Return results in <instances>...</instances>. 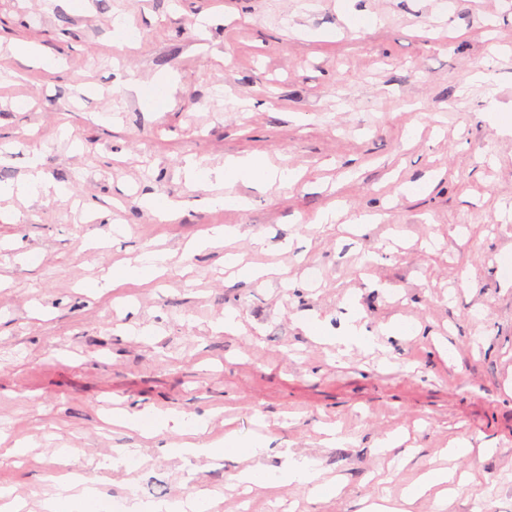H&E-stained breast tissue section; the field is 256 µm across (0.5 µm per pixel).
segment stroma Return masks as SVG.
Returning a JSON list of instances; mask_svg holds the SVG:
<instances>
[{
	"label": "stroma",
	"instance_id": "obj_1",
	"mask_svg": "<svg viewBox=\"0 0 512 512\" xmlns=\"http://www.w3.org/2000/svg\"><path fill=\"white\" fill-rule=\"evenodd\" d=\"M127 17L137 39L116 42ZM31 43L56 60L17 58ZM479 70L491 84H471ZM169 77L167 106L153 92ZM39 155L66 186L0 199V488L43 512L59 451L94 476L110 502L155 476L157 493L223 487L247 466L276 473L314 460L342 493L280 485L255 512H360L398 502L429 468L470 474L468 491L429 493L410 512H512V7L505 0H0V182L15 184ZM253 155L294 168L298 184L190 181ZM182 204L160 221L143 194ZM239 207L209 208L214 194ZM333 224L316 225L326 209ZM385 213L361 232L363 211ZM223 245H189L212 226ZM169 256L152 283L117 292L92 284L147 251ZM269 267L246 281L225 254ZM320 275L309 279V267ZM236 334L218 332L225 311ZM380 337L338 355L308 329L342 334L350 313ZM448 341L440 358L434 340ZM177 414L147 437L112 423L114 410ZM258 432V457H162L192 441ZM344 442L328 445L323 430ZM403 436L402 465L379 451ZM473 454L448 457L451 441ZM27 449L12 457L14 445ZM141 463L101 468L115 449Z\"/></svg>",
	"mask_w": 512,
	"mask_h": 512
}]
</instances>
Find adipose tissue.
I'll use <instances>...</instances> for the list:
<instances>
[{
	"mask_svg": "<svg viewBox=\"0 0 512 512\" xmlns=\"http://www.w3.org/2000/svg\"><path fill=\"white\" fill-rule=\"evenodd\" d=\"M186 177L194 181L213 178L227 182L242 180L261 185H291L298 180L294 170L276 168L252 157L234 156L226 158L223 167L217 170L202 167L196 161L191 162L186 169ZM165 261V254L149 252L139 259L137 265H116L104 278L101 287L105 290L113 289L133 278L152 281L161 274ZM277 480L283 484L296 482L312 485L314 494L321 497L337 496L342 489L339 480L323 479L314 462L303 456L291 459ZM52 482L54 493L46 503L48 512H101L103 504L94 487V479L67 472L54 476ZM442 485L448 486L450 495L454 496L465 491L467 482L463 479L454 480L447 470H431L405 489L401 506L397 507L385 501L374 502L366 506L364 512H403V505L412 503L430 489Z\"/></svg>",
	"mask_w": 512,
	"mask_h": 512,
	"instance_id": "ef3b65f1",
	"label": "adipose tissue"
}]
</instances>
